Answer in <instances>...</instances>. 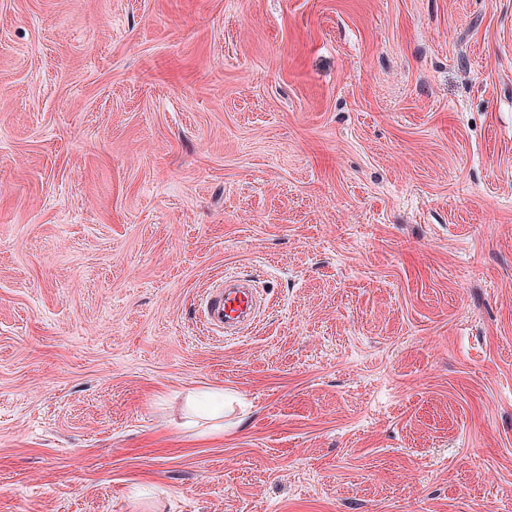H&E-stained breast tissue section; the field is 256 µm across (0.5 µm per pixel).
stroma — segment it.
Wrapping results in <instances>:
<instances>
[{
  "label": "stroma",
  "instance_id": "obj_1",
  "mask_svg": "<svg viewBox=\"0 0 512 512\" xmlns=\"http://www.w3.org/2000/svg\"><path fill=\"white\" fill-rule=\"evenodd\" d=\"M0 512H512V0H0ZM224 286L217 282L207 293L203 312L210 323L224 329L225 333L237 332L248 317L261 307V297L256 288L246 280ZM198 403L201 409L212 419L219 420L215 426L224 432L225 429H235L242 422L241 419L224 423V392H202L198 395Z\"/></svg>",
  "mask_w": 512,
  "mask_h": 512
}]
</instances>
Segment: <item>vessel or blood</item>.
<instances>
[{"label": "vessel or blood", "mask_w": 512, "mask_h": 512, "mask_svg": "<svg viewBox=\"0 0 512 512\" xmlns=\"http://www.w3.org/2000/svg\"><path fill=\"white\" fill-rule=\"evenodd\" d=\"M260 307L261 297L247 281L242 280L231 286L219 282L207 293L203 312L212 325L233 333Z\"/></svg>", "instance_id": "obj_1"}]
</instances>
